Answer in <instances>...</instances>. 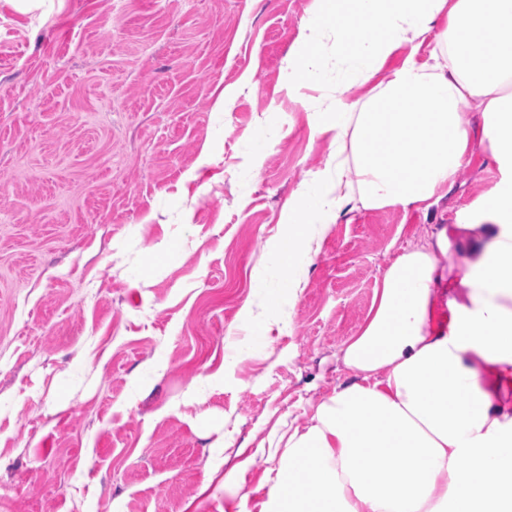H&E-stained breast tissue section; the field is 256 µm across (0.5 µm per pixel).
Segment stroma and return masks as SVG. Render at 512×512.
Instances as JSON below:
<instances>
[{
    "instance_id": "stroma-1",
    "label": "stroma",
    "mask_w": 512,
    "mask_h": 512,
    "mask_svg": "<svg viewBox=\"0 0 512 512\" xmlns=\"http://www.w3.org/2000/svg\"><path fill=\"white\" fill-rule=\"evenodd\" d=\"M313 9L0 0V512H224L223 490L198 493L211 448L346 381L336 353L384 269L498 182L479 148L430 209L340 217L290 328L233 362L251 278L333 159L308 110L332 99L288 82ZM266 126L277 143L253 153Z\"/></svg>"
}]
</instances>
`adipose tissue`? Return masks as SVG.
<instances>
[{
	"label": "adipose tissue",
	"instance_id": "ef3b65f1",
	"mask_svg": "<svg viewBox=\"0 0 512 512\" xmlns=\"http://www.w3.org/2000/svg\"><path fill=\"white\" fill-rule=\"evenodd\" d=\"M295 55L303 83L365 93L318 123L336 162L299 193L302 212L251 281L264 341L288 326L320 240L345 209L407 208L439 191L487 145L500 179L465 220L437 228L384 270L339 359L348 382L266 444L225 438L234 512H512V0H318ZM339 10L335 29L325 13ZM444 31L425 61L400 48ZM335 56L321 52L327 38ZM462 255L441 266L439 255ZM266 463L255 488L248 475Z\"/></svg>",
	"mask_w": 512,
	"mask_h": 512
}]
</instances>
